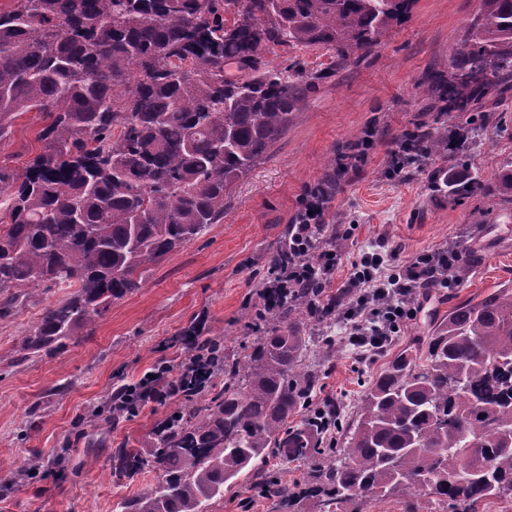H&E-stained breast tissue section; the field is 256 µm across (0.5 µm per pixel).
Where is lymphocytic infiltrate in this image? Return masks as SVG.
<instances>
[{"instance_id":"obj_1","label":"lymphocytic infiltrate","mask_w":512,"mask_h":512,"mask_svg":"<svg viewBox=\"0 0 512 512\" xmlns=\"http://www.w3.org/2000/svg\"><path fill=\"white\" fill-rule=\"evenodd\" d=\"M323 205L308 204L295 226L293 242L295 253L287 267H273L270 280L264 282L261 295L264 309H271L274 298L286 286L302 287L311 270H318L321 290H328L330 278L340 264L335 251L313 252L311 230L324 223ZM316 253V261H309V253ZM461 260L459 252H437L418 255L400 268L383 272V259L372 254L352 262L347 281L336 292V318L348 328L352 345L362 349L367 357L378 356L393 342L401 326L416 316L412 301L420 288H440L449 283V274ZM210 359L208 349L191 345L190 354L182 363L177 376H170L167 363H160L143 376L134 387L122 388L113 402L115 411L131 413L133 406L150 399L156 381H164L170 398L182 396L183 382L193 381L195 375Z\"/></svg>"}]
</instances>
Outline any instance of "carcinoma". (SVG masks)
<instances>
[{"mask_svg":"<svg viewBox=\"0 0 512 512\" xmlns=\"http://www.w3.org/2000/svg\"><path fill=\"white\" fill-rule=\"evenodd\" d=\"M413 0H12L0 8V143L19 112L45 114L39 152L0 166L9 192L0 216V317L42 284L72 292L45 309L20 359L47 353L91 328L138 287L146 266L224 218V198L286 132L321 74L294 79L268 67L269 44L323 46L343 67L400 24ZM233 14V21L225 14ZM512 79V0H479L452 48L451 72L432 73L425 96L463 115ZM428 159L448 139L410 137ZM438 192L484 193L432 177ZM317 198L338 188L331 166ZM321 245L344 239L325 224ZM330 317L308 293L261 318L263 335L224 361V389L192 401L155 433L153 447L123 450L118 476L149 467L154 480L116 512H213L224 484L250 473L256 489L307 512H360L403 493L448 512L512 500V289L448 312L424 353L397 355L372 382L356 418L312 407L318 377L299 370L306 337L298 320ZM307 417L295 426L288 417ZM310 467L287 486L269 458Z\"/></svg>","mask_w":512,"mask_h":512,"instance_id":"cac0c4a2","label":"carcinoma"}]
</instances>
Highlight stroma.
I'll return each mask as SVG.
<instances>
[{
    "instance_id": "35a3bbf8",
    "label": "stroma",
    "mask_w": 512,
    "mask_h": 512,
    "mask_svg": "<svg viewBox=\"0 0 512 512\" xmlns=\"http://www.w3.org/2000/svg\"><path fill=\"white\" fill-rule=\"evenodd\" d=\"M478 5L414 0L378 46L340 70L334 52L323 47H269L270 68L327 69L331 75L306 93L287 131L234 184L223 220L150 265L138 288L59 350L17 359L22 339L68 288L38 287L0 318V512H114L120 498L154 479L149 469L115 476L116 453L148 447L156 423L180 402L150 399L131 416H115L113 388L137 383L161 362L178 367L189 353L183 333L201 317L205 336L225 351L252 342L269 260L329 161L345 168L326 221L349 231L334 285L344 283L352 262L367 253H380L389 268L452 244L462 260L448 287L415 297V320L373 361L359 359L339 323L304 319L306 363L319 374L317 403L336 401L342 419L352 420L372 379L403 350L425 349L454 306L512 288V200L440 196L427 180L434 169L456 168L484 181L512 171V81L488 102L489 121L479 112L464 120L441 111L419 92L428 74L447 70L450 47ZM419 125L448 137L450 151L402 165L398 144ZM42 126L39 113L17 116L12 139L0 147V164L24 166L39 149ZM363 138L370 143L365 159L345 164L349 146ZM96 413L110 418L105 431L92 425ZM252 484L244 475L225 486L215 512H288L278 500L255 494Z\"/></svg>"
}]
</instances>
